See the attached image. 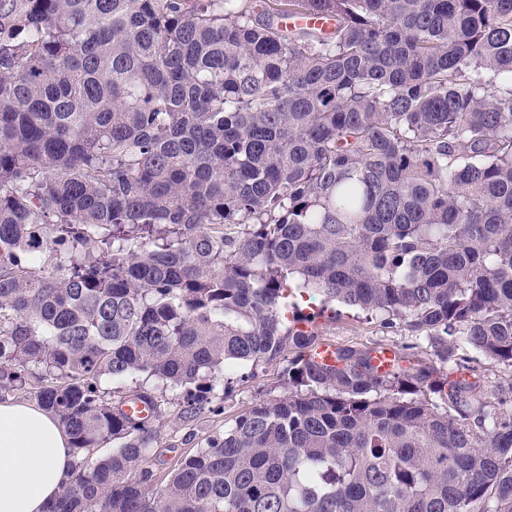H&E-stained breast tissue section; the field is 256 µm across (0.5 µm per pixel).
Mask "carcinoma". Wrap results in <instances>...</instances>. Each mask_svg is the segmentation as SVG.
I'll use <instances>...</instances> for the list:
<instances>
[{"mask_svg":"<svg viewBox=\"0 0 512 512\" xmlns=\"http://www.w3.org/2000/svg\"><path fill=\"white\" fill-rule=\"evenodd\" d=\"M487 74L512 80V0H0V401L72 439L48 512H512V412H475L455 358L512 368ZM336 301L435 361L317 362ZM276 360L286 393L160 482L163 405L221 414L235 365Z\"/></svg>","mask_w":512,"mask_h":512,"instance_id":"cac0c4a2","label":"carcinoma"}]
</instances>
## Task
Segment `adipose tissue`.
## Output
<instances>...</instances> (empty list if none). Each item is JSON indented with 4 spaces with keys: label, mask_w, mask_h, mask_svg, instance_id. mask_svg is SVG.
<instances>
[{
    "label": "adipose tissue",
    "mask_w": 512,
    "mask_h": 512,
    "mask_svg": "<svg viewBox=\"0 0 512 512\" xmlns=\"http://www.w3.org/2000/svg\"><path fill=\"white\" fill-rule=\"evenodd\" d=\"M70 438L38 403H0V512H46L67 479Z\"/></svg>",
    "instance_id": "ef3b65f1"
}]
</instances>
